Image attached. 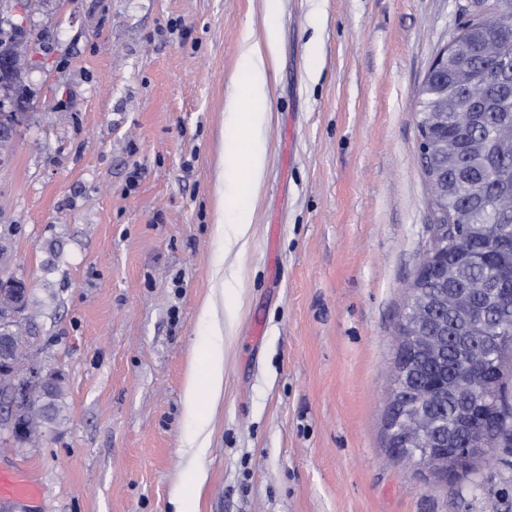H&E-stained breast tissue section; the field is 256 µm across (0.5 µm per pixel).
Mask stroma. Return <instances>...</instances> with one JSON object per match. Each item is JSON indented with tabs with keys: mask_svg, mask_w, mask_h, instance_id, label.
I'll use <instances>...</instances> for the list:
<instances>
[{
	"mask_svg": "<svg viewBox=\"0 0 512 512\" xmlns=\"http://www.w3.org/2000/svg\"><path fill=\"white\" fill-rule=\"evenodd\" d=\"M268 0H21L31 55L8 108L0 238L65 378L63 420L0 467L24 512H173L188 486L189 361L224 325L191 512H512V447L437 480L389 446L394 335L430 245L419 92L457 0H279L255 131L267 167L243 259L215 237L216 166L244 35ZM319 73L310 71V54ZM242 285L215 298L214 272ZM216 300L215 316L203 306ZM38 492V486L24 471L0 469V502L21 506L36 496Z\"/></svg>",
	"mask_w": 512,
	"mask_h": 512,
	"instance_id": "stroma-1",
	"label": "stroma"
}]
</instances>
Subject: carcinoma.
Instances as JSON below:
<instances>
[{
	"mask_svg": "<svg viewBox=\"0 0 512 512\" xmlns=\"http://www.w3.org/2000/svg\"><path fill=\"white\" fill-rule=\"evenodd\" d=\"M470 91L483 95V102L477 112L465 115L459 112V100ZM419 115L431 143L429 171L442 184L441 218L464 233L461 242L448 240V256L458 268L448 275V296L475 305L468 317L448 314V382L453 389L440 419L453 433L480 431L489 444L465 452L455 446L433 452L447 457L448 470L467 471L475 458L492 456L494 448L512 439L507 394L512 376V0H493L486 14L469 19L448 69L424 83ZM484 167L495 171L493 180H479ZM488 281L499 287H479ZM35 310L31 296L27 312L8 327L20 363L28 357ZM477 347L484 350L487 377L486 387L478 391L470 388L468 364ZM427 380L438 383L439 369L411 358L406 381ZM47 407L50 423L61 419L64 380L56 382L47 398L35 395L29 401L30 436L44 427Z\"/></svg>",
	"mask_w": 512,
	"mask_h": 512,
	"instance_id": "cac0c4a2",
	"label": "carcinoma"
}]
</instances>
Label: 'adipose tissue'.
<instances>
[{"instance_id": "obj_1", "label": "adipose tissue", "mask_w": 512, "mask_h": 512, "mask_svg": "<svg viewBox=\"0 0 512 512\" xmlns=\"http://www.w3.org/2000/svg\"><path fill=\"white\" fill-rule=\"evenodd\" d=\"M278 26L275 20L266 22L264 43L244 37L236 69V83L241 100L234 108L225 130L233 140L234 154L219 161V173L214 187L213 221L217 235L225 245L245 253L250 238L253 205L260 192L266 168V155L252 137V129L267 115L251 109L266 83L268 69L274 63ZM224 387V349L215 344L207 347L190 368L184 394L188 415H198L202 400L220 398Z\"/></svg>"}]
</instances>
